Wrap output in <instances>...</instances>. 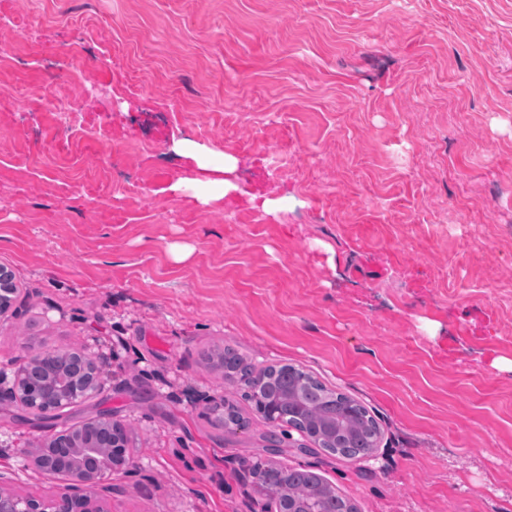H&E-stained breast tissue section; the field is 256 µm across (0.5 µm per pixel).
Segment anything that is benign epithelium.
I'll return each mask as SVG.
<instances>
[{
	"mask_svg": "<svg viewBox=\"0 0 512 512\" xmlns=\"http://www.w3.org/2000/svg\"><path fill=\"white\" fill-rule=\"evenodd\" d=\"M18 289L15 288L11 271L0 267V315L13 304ZM73 353L67 350H53L40 356L37 363H26L17 367L11 379L0 374V399L8 398L20 401L28 409L45 418H51L62 409L83 401L96 391L98 386L99 369L95 360L82 354V361L94 368L93 373L83 377L76 375L68 383H61L54 367L68 362ZM262 413L270 422L280 423L284 419L282 407L272 401H262ZM97 429L91 430L85 436V441L75 444V438L67 432L55 437V441L36 449V459L51 455V449L78 446L84 455L96 456L101 448L96 444L97 435L106 439L108 455L123 460V466L128 467L131 461L125 455L126 425L112 417V412L103 410L98 417L91 421ZM112 472V467L100 468L84 477L72 479L69 492L58 498H40L35 496H20L0 491V512H101L92 496V489L106 479ZM261 490L277 501L278 512H297L298 507L292 503L282 488L261 484Z\"/></svg>",
	"mask_w": 512,
	"mask_h": 512,
	"instance_id": "benign-epithelium-1",
	"label": "benign epithelium"
}]
</instances>
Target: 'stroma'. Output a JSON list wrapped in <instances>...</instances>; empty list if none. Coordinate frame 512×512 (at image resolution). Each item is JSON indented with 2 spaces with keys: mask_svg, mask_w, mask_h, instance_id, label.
Wrapping results in <instances>:
<instances>
[{
  "mask_svg": "<svg viewBox=\"0 0 512 512\" xmlns=\"http://www.w3.org/2000/svg\"><path fill=\"white\" fill-rule=\"evenodd\" d=\"M186 138L237 159L227 196ZM1 265L0 370L66 348L101 384L0 400L1 489L64 493L23 448L108 409L104 512H264L266 462L357 512H512V0H0ZM227 346L359 401L375 451H303Z\"/></svg>",
  "mask_w": 512,
  "mask_h": 512,
  "instance_id": "35a3bbf8",
  "label": "stroma"
}]
</instances>
